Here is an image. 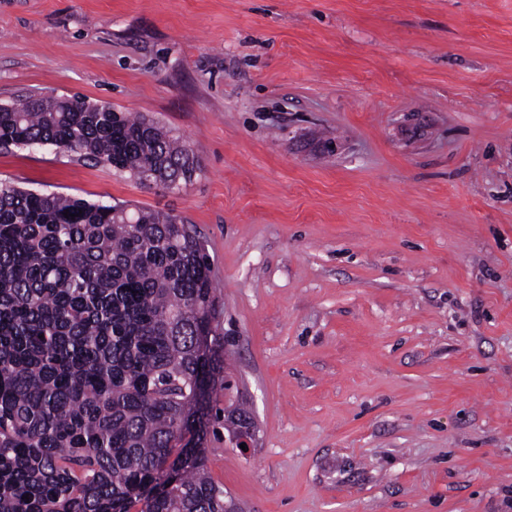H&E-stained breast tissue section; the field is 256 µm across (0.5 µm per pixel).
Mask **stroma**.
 <instances>
[{
    "mask_svg": "<svg viewBox=\"0 0 512 512\" xmlns=\"http://www.w3.org/2000/svg\"><path fill=\"white\" fill-rule=\"evenodd\" d=\"M29 95L198 160L168 192L0 149V181L195 227L243 512H512V0H0V106Z\"/></svg>",
    "mask_w": 512,
    "mask_h": 512,
    "instance_id": "stroma-1",
    "label": "stroma"
}]
</instances>
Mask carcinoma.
<instances>
[{"instance_id":"carcinoma-1","label":"carcinoma","mask_w":512,"mask_h":512,"mask_svg":"<svg viewBox=\"0 0 512 512\" xmlns=\"http://www.w3.org/2000/svg\"><path fill=\"white\" fill-rule=\"evenodd\" d=\"M51 145L174 191L196 165L155 122L80 96L0 112V147ZM70 216H64V213ZM204 242L175 215L0 183V512H229L206 473L230 343Z\"/></svg>"}]
</instances>
